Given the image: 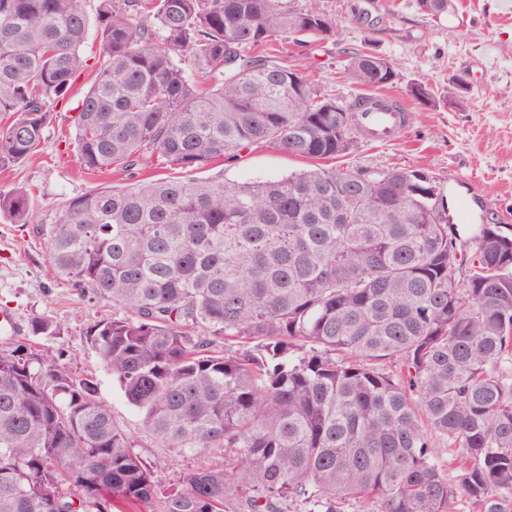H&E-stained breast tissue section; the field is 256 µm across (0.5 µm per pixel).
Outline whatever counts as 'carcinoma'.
Segmentation results:
<instances>
[{"label":"carcinoma","instance_id":"cac0c4a2","mask_svg":"<svg viewBox=\"0 0 512 512\" xmlns=\"http://www.w3.org/2000/svg\"><path fill=\"white\" fill-rule=\"evenodd\" d=\"M96 21L73 122L88 171H193L258 144L336 159L362 136L365 97L338 106L266 51L335 36L319 0H98ZM87 36L82 0H0L1 168L45 140ZM345 71L364 89L396 77L371 50ZM28 199L0 190V215L28 223ZM41 232L57 274L112 305L86 339L144 431L224 464L161 487L94 373L21 344L0 354V512H452L460 496L502 512L512 496V236L462 240L427 172L106 186ZM435 438L461 449L453 480Z\"/></svg>","mask_w":512,"mask_h":512}]
</instances>
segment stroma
Wrapping results in <instances>:
<instances>
[{
    "label": "stroma",
    "mask_w": 512,
    "mask_h": 512,
    "mask_svg": "<svg viewBox=\"0 0 512 512\" xmlns=\"http://www.w3.org/2000/svg\"><path fill=\"white\" fill-rule=\"evenodd\" d=\"M386 1L374 0L368 16L356 21L352 9L357 0H320L322 9L338 22L335 37L306 45L282 42L274 52L283 65L303 71L325 94L339 100L358 94L343 66L350 53L367 47L394 66L393 94L403 96L414 82L428 84L435 96L433 105L406 99L411 122L398 136L381 144L359 138L338 158V165L380 172L422 169L447 196L464 237H471L481 224L503 225L512 235V17L506 14L512 0H457L456 12L436 21L418 13L414 0H390V10ZM459 76L468 85L461 98L448 91ZM72 114V104L59 105L37 153L0 169V189H28L31 213L27 224L0 216V310L13 312L24 327L37 318L61 323L60 335L41 338L39 350H65L64 361L72 371L97 372L99 400L123 429L140 436L141 456L151 463L156 480L167 485L197 461L155 447L143 437L138 412L117 382L100 371L85 337L90 324L111 317L112 307L84 297L56 274L40 228L53 223L77 195L131 179H180L184 173L169 167L139 168L130 176L116 171L86 173L70 143ZM309 166L307 159L256 145L235 160L197 169L193 176L265 182ZM477 193L486 198L483 206L471 203Z\"/></svg>",
    "instance_id": "1"
}]
</instances>
